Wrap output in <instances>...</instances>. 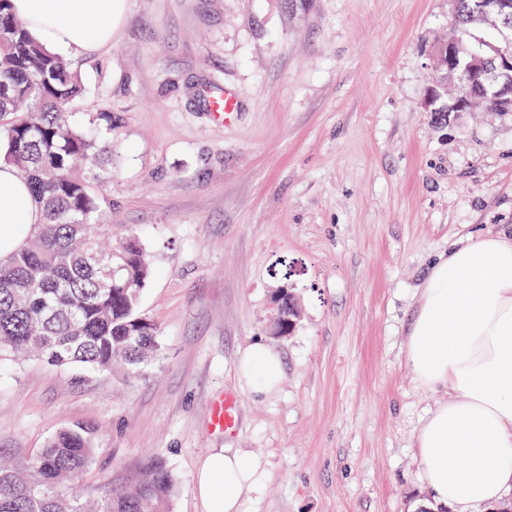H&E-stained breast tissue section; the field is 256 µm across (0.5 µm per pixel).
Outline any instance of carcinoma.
Returning a JSON list of instances; mask_svg holds the SVG:
<instances>
[{
    "mask_svg": "<svg viewBox=\"0 0 512 512\" xmlns=\"http://www.w3.org/2000/svg\"><path fill=\"white\" fill-rule=\"evenodd\" d=\"M475 0H456L460 36L485 57L512 38L486 39ZM497 87L485 85L478 100L502 106ZM83 88L77 72L32 37L0 0V163L13 166L39 203L45 221L34 238L0 265V358L38 356L52 365L89 370L119 365L134 374L157 355V326L139 312L140 296L153 264L136 235L114 247L111 287H99L102 271L94 257L112 225L97 223L96 188L112 180V155L97 122L117 129L112 115L71 123L67 107ZM95 436L81 426L52 436L26 465L0 463V512H170L175 492L160 463L143 469L129 489L82 500L75 482L94 464Z\"/></svg>",
    "mask_w": 512,
    "mask_h": 512,
    "instance_id": "carcinoma-1",
    "label": "carcinoma"
}]
</instances>
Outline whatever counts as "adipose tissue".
Masks as SVG:
<instances>
[{"mask_svg":"<svg viewBox=\"0 0 512 512\" xmlns=\"http://www.w3.org/2000/svg\"><path fill=\"white\" fill-rule=\"evenodd\" d=\"M42 42L74 54L111 45L126 0H11ZM43 212L14 169L0 164V258L22 248ZM417 382L447 397L424 420L418 463L435 512H478L512 492V233L476 234L449 245L422 288L406 342ZM239 373L257 392L282 377L277 351L255 342ZM460 460L449 467V458ZM260 463L231 449L210 452L196 471L202 512H241L258 490Z\"/></svg>","mask_w":512,"mask_h":512,"instance_id":"obj_1","label":"adipose tissue"}]
</instances>
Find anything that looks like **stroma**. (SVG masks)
<instances>
[{
  "label": "stroma",
  "mask_w": 512,
  "mask_h": 512,
  "mask_svg": "<svg viewBox=\"0 0 512 512\" xmlns=\"http://www.w3.org/2000/svg\"><path fill=\"white\" fill-rule=\"evenodd\" d=\"M456 34L449 0H127L111 48L69 56V110L119 125L99 221L152 258L160 356L137 374L5 363L0 452L25 463L86 425V499L157 460L172 512H201L197 464L231 448L264 462L242 512H421L416 435L445 393L405 361L420 291L449 242L512 227V112L423 107L430 50ZM226 88L228 125L208 108ZM283 285L303 314L277 337ZM257 341L284 364L266 396L237 371ZM225 394L231 434L211 427Z\"/></svg>",
  "instance_id": "1"
}]
</instances>
